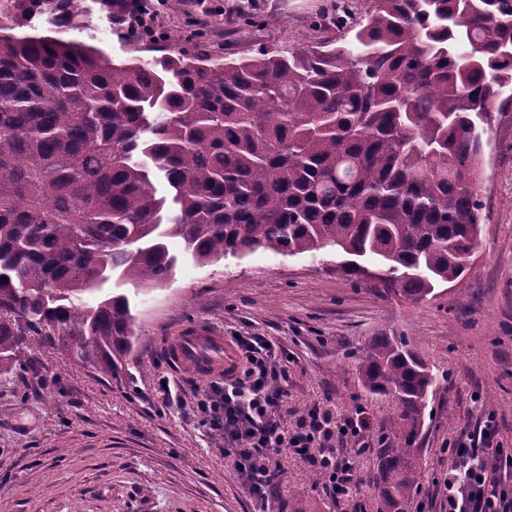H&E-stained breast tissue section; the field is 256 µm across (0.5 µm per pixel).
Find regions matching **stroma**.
I'll use <instances>...</instances> for the list:
<instances>
[{
	"instance_id": "stroma-1",
	"label": "stroma",
	"mask_w": 512,
	"mask_h": 512,
	"mask_svg": "<svg viewBox=\"0 0 512 512\" xmlns=\"http://www.w3.org/2000/svg\"><path fill=\"white\" fill-rule=\"evenodd\" d=\"M206 9L165 8L163 40L126 37L101 0H80L92 20L94 44L120 62L161 56L197 39L217 56L250 58L305 43H349L366 20L371 0H351L336 20L338 0H206ZM222 14L211 24L212 11ZM486 218L482 245L462 276L414 304L379 295L367 282L344 276L335 254L285 257L257 250L200 265L178 256L169 282L127 293L139 338L120 379L77 364L54 348L35 349L37 370L0 376V512H256L242 489L224 440L208 430L197 408L207 379L173 374L165 344L183 327L205 323L224 336H261L291 358L288 406L303 413L318 403L363 410L370 427L356 463L357 490L336 504L299 456L279 458L276 512H377L378 438L386 424L385 399L362 386L355 355L372 336H407L439 373L420 451L425 512H442L447 492L446 449L474 431L485 410L500 423L512 448V109L484 131ZM169 378L179 399L165 403Z\"/></svg>"
}]
</instances>
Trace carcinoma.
<instances>
[{
    "label": "carcinoma",
    "mask_w": 512,
    "mask_h": 512,
    "mask_svg": "<svg viewBox=\"0 0 512 512\" xmlns=\"http://www.w3.org/2000/svg\"><path fill=\"white\" fill-rule=\"evenodd\" d=\"M372 2L348 46L116 64L76 38L78 0H0L1 376L37 339L119 377L135 317L102 285L166 282L167 238L201 265L373 260L414 302L463 274L483 221L477 125L512 104V0ZM357 369L388 401L378 512H412L436 374L386 332Z\"/></svg>",
    "instance_id": "cac0c4a2"
}]
</instances>
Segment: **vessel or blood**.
<instances>
[{"label":"vessel or blood","mask_w":512,"mask_h":512,"mask_svg":"<svg viewBox=\"0 0 512 512\" xmlns=\"http://www.w3.org/2000/svg\"><path fill=\"white\" fill-rule=\"evenodd\" d=\"M168 357L172 371L193 369L198 377L233 373L237 356L221 332L205 326L191 325L171 338Z\"/></svg>","instance_id":"1"}]
</instances>
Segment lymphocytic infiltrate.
I'll list each match as a JSON object with an SVG mask.
<instances>
[{
  "instance_id": "obj_1",
  "label": "lymphocytic infiltrate",
  "mask_w": 512,
  "mask_h": 512,
  "mask_svg": "<svg viewBox=\"0 0 512 512\" xmlns=\"http://www.w3.org/2000/svg\"><path fill=\"white\" fill-rule=\"evenodd\" d=\"M114 22L131 30H152L161 15L152 0H110ZM233 344L246 363L223 385L204 389L198 407L210 430L224 437L245 492L260 512H270L277 477L274 455L302 456L333 494L349 498L356 488L359 443L368 428L363 413L342 414L316 405L285 423L288 361L256 336H236ZM494 413L482 416L475 432L461 434L448 450L447 512H512V448L501 447Z\"/></svg>"
}]
</instances>
